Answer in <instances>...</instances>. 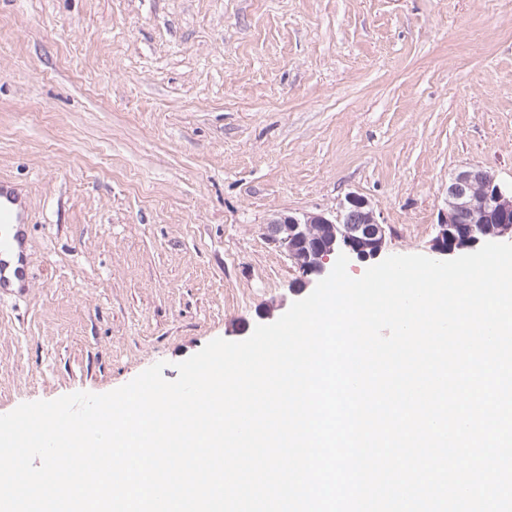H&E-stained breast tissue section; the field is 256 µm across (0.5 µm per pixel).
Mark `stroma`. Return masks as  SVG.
I'll return each instance as SVG.
<instances>
[{
  "instance_id": "stroma-1",
  "label": "stroma",
  "mask_w": 512,
  "mask_h": 512,
  "mask_svg": "<svg viewBox=\"0 0 512 512\" xmlns=\"http://www.w3.org/2000/svg\"><path fill=\"white\" fill-rule=\"evenodd\" d=\"M464 167L512 185V0H0V179L34 216L0 415L281 317L280 214L355 193L385 255H430Z\"/></svg>"
}]
</instances>
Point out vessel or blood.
I'll list each match as a JSON object with an SVG mask.
<instances>
[{"label":"vessel or blood","mask_w":512,"mask_h":512,"mask_svg":"<svg viewBox=\"0 0 512 512\" xmlns=\"http://www.w3.org/2000/svg\"><path fill=\"white\" fill-rule=\"evenodd\" d=\"M31 221L21 190L0 183V298L25 283L28 254L26 226Z\"/></svg>","instance_id":"obj_1"}]
</instances>
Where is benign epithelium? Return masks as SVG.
I'll list each match as a JSON object with an SVG mask.
<instances>
[{
    "label": "benign epithelium",
    "mask_w": 512,
    "mask_h": 512,
    "mask_svg": "<svg viewBox=\"0 0 512 512\" xmlns=\"http://www.w3.org/2000/svg\"><path fill=\"white\" fill-rule=\"evenodd\" d=\"M476 168L457 171L448 183L447 209L438 221L432 250L451 256L475 248L489 236H512V188ZM390 236L370 203L350 193L334 215L282 214L272 221L271 240L287 253L299 271L295 287L302 291L331 268L339 254L365 262L376 258Z\"/></svg>",
    "instance_id": "1"
}]
</instances>
